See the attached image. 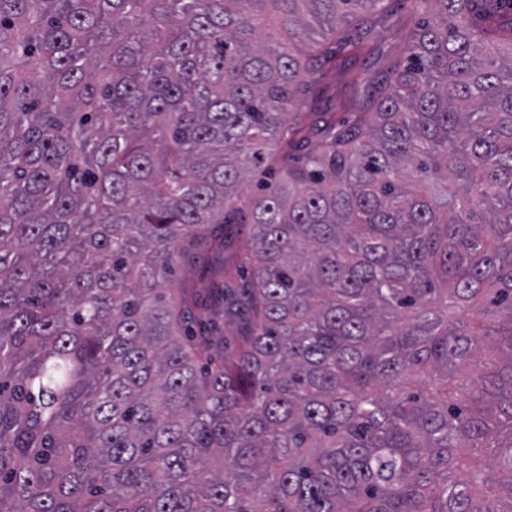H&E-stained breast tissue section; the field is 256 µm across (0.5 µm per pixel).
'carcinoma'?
Returning a JSON list of instances; mask_svg holds the SVG:
<instances>
[{
  "label": "carcinoma",
  "mask_w": 512,
  "mask_h": 512,
  "mask_svg": "<svg viewBox=\"0 0 512 512\" xmlns=\"http://www.w3.org/2000/svg\"><path fill=\"white\" fill-rule=\"evenodd\" d=\"M387 2L0 0V512H512V0L343 118Z\"/></svg>",
  "instance_id": "obj_1"
}]
</instances>
